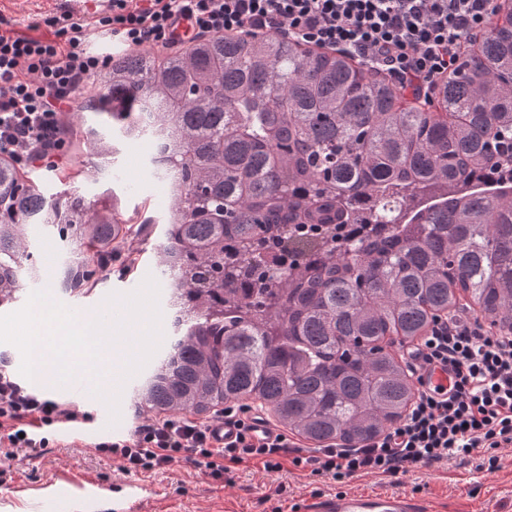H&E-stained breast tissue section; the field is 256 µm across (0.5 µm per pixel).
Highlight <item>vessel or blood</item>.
Wrapping results in <instances>:
<instances>
[{
  "label": "vessel or blood",
  "mask_w": 512,
  "mask_h": 512,
  "mask_svg": "<svg viewBox=\"0 0 512 512\" xmlns=\"http://www.w3.org/2000/svg\"><path fill=\"white\" fill-rule=\"evenodd\" d=\"M61 9L95 17L112 5V0H47ZM293 512H439L429 502L402 491L329 493L299 499Z\"/></svg>",
  "instance_id": "obj_1"
}]
</instances>
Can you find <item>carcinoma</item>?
Instances as JSON below:
<instances>
[{
  "label": "carcinoma",
  "mask_w": 512,
  "mask_h": 512,
  "mask_svg": "<svg viewBox=\"0 0 512 512\" xmlns=\"http://www.w3.org/2000/svg\"><path fill=\"white\" fill-rule=\"evenodd\" d=\"M397 101L362 68L269 35L112 62L91 107L150 138L173 192L161 247L182 325L141 400L204 413L250 392L305 438L354 448L412 396L385 338L421 335L458 290L512 326V25H491L444 83L445 115ZM80 134L100 169L116 147ZM125 223L117 198L49 200L0 158V305L38 277L30 225L57 230L69 291Z\"/></svg>",
  "instance_id": "cac0c4a2"
}]
</instances>
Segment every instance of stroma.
Masks as SVG:
<instances>
[{
    "label": "stroma",
    "mask_w": 512,
    "mask_h": 512,
    "mask_svg": "<svg viewBox=\"0 0 512 512\" xmlns=\"http://www.w3.org/2000/svg\"><path fill=\"white\" fill-rule=\"evenodd\" d=\"M115 144L118 152L102 175L90 168V145L80 138L70 148L68 165L57 170L40 167L26 171L48 196L75 188L92 201L104 191L114 192L132 224L110 268L95 271L75 291H63L58 270L64 246L58 236L32 226V262L39 277L27 282L17 302L0 306V315L19 310L30 292L43 288L76 310L102 305L110 294L137 290L149 276L159 285L160 304H167L169 281L160 267V243L162 225L172 204L168 184L149 164L152 146L148 141L128 143L119 138ZM143 213L154 219L153 225L145 229L133 221L134 216ZM139 382L136 375L119 382L120 420L112 427L101 423L102 416L109 413L101 399L89 394L74 398L62 389L50 393L51 401L72 404L82 411V418L72 427L86 435L88 446L83 453H76L61 441L60 424L46 427L50 441L47 452L31 461L12 460L7 475L0 479V512H29L34 501L41 504L39 512H72L79 492L66 483L69 474L79 481L93 479L110 487L130 481V474L122 472L112 458L98 453L95 445L128 436L140 423L157 417V410L150 404L136 400L134 389ZM482 455L478 449L469 458L453 459L398 478L369 474L340 484L318 480L309 471L289 465L268 471L253 461L235 466L228 483L214 480L183 461L160 471L141 473L140 478L152 485L148 500L151 512H288L296 500L319 493L395 490L425 497L444 507L445 512H512V447L497 450V463L490 470L482 468Z\"/></svg>",
    "instance_id": "obj_1"
}]
</instances>
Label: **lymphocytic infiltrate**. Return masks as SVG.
<instances>
[{
  "instance_id": "f902f5d3",
  "label": "lymphocytic infiltrate",
  "mask_w": 512,
  "mask_h": 512,
  "mask_svg": "<svg viewBox=\"0 0 512 512\" xmlns=\"http://www.w3.org/2000/svg\"><path fill=\"white\" fill-rule=\"evenodd\" d=\"M493 0H112L92 24L71 13L46 18L48 37L0 30V154L17 167L68 163L74 129L64 120L79 91L112 57L90 50L89 30L125 48L171 49L182 41L232 32L271 34L328 47L389 76L404 97L420 100L436 79L458 72L492 16ZM403 360L417 387L405 415L356 448L329 444L303 453L287 433L259 434L251 406L218 411L236 434L219 443L209 422L184 414L140 424L126 440L96 443L124 472H152L183 460L216 479L232 465L284 463L337 483L358 474L395 477L475 449L494 455L512 445V330L476 319L434 316ZM451 374L447 392L425 388L426 369ZM78 411L40 399L0 363V446L26 458L44 454V427L77 420Z\"/></svg>"
}]
</instances>
